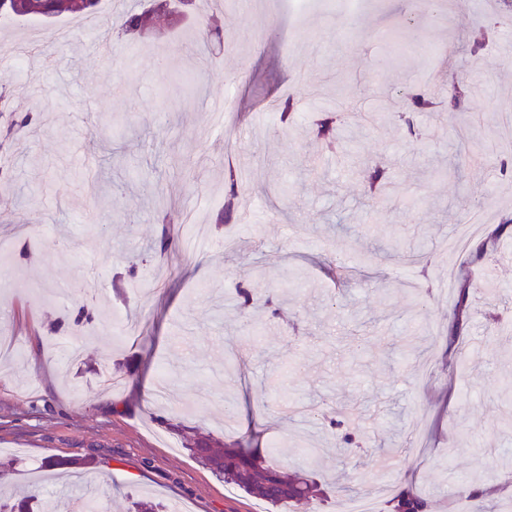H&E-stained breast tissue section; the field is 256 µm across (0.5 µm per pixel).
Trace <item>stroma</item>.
Returning <instances> with one entry per match:
<instances>
[{"label":"stroma","instance_id":"35a3bbf8","mask_svg":"<svg viewBox=\"0 0 512 512\" xmlns=\"http://www.w3.org/2000/svg\"><path fill=\"white\" fill-rule=\"evenodd\" d=\"M140 6L105 0L101 14L62 18L56 42L38 20L0 28L15 47L0 53L9 107L43 109L0 186L14 199L0 207V231L29 227L0 250V268L29 284L0 289V336L17 344L0 355L7 480L39 483L58 506L90 496L102 512H130L142 497L170 512H269L188 450L254 435L274 465L344 485L341 499L294 512H338L341 500L386 512L409 483L429 512H512V233L499 231L512 220V183L491 171L512 157V26L484 0H461L444 21L426 0H364L355 18L344 0H224L218 56L173 18L111 49L105 25ZM462 63L471 92L461 116L482 120L467 142L451 126L433 132L425 112L416 122L428 133L411 142L391 124L345 123L330 153L307 129L309 112L340 99L381 113L430 81L447 95ZM289 94L300 121L286 128L276 101ZM218 98L233 102L220 123ZM113 113L124 127L94 139ZM228 162L245 165L247 194L238 222L218 226ZM355 162L386 168L393 203L370 207ZM160 194L174 202L166 227ZM475 222L485 255L449 253V225ZM165 229L176 243L159 257L149 246ZM358 249L377 263L347 275ZM264 252L288 262L257 274ZM450 275L474 287L454 346ZM241 280L256 303L225 315ZM273 293L277 318L264 306ZM80 297L102 308L100 323L70 322ZM318 410L342 428L311 420ZM50 455L89 465L67 483L40 471ZM478 478L491 489L483 501L465 493Z\"/></svg>","mask_w":512,"mask_h":512}]
</instances>
